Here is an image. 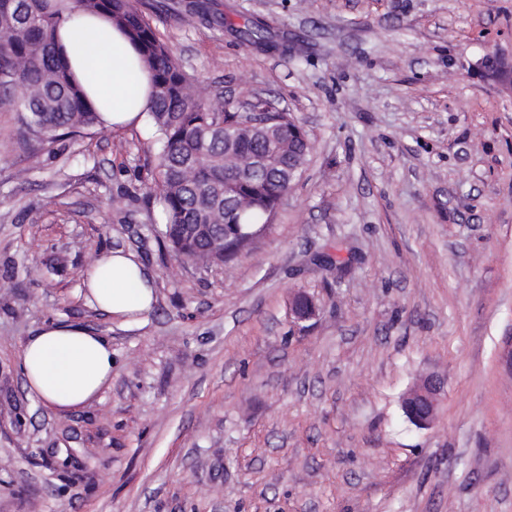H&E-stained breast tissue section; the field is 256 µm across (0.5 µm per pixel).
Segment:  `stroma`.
I'll list each match as a JSON object with an SVG mask.
<instances>
[{
  "label": "stroma",
  "instance_id": "35a3bbf8",
  "mask_svg": "<svg viewBox=\"0 0 512 512\" xmlns=\"http://www.w3.org/2000/svg\"><path fill=\"white\" fill-rule=\"evenodd\" d=\"M137 3L188 74L273 101L311 153L253 248L205 265L153 231L151 125L83 130L35 168L0 112V512H512V93L480 65L512 54V0ZM116 248L156 276L130 325L84 298ZM55 320L112 344L110 386L63 414L18 361ZM431 375L421 429L402 399ZM217 23L224 25V28L235 35V38L247 47L253 46L260 49L284 47L281 54L288 55V44H277L270 41L269 32L265 25L256 21H245L243 25L234 26L225 19H217Z\"/></svg>",
  "mask_w": 512,
  "mask_h": 512
}]
</instances>
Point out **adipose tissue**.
<instances>
[{
	"mask_svg": "<svg viewBox=\"0 0 512 512\" xmlns=\"http://www.w3.org/2000/svg\"><path fill=\"white\" fill-rule=\"evenodd\" d=\"M57 44L107 127L142 126L152 74L122 27L69 0ZM83 285L91 307L127 324L148 313L156 299L154 274L122 249L98 256ZM19 361L28 390L55 412L92 403L112 382L111 342L69 321L33 331L20 344Z\"/></svg>",
	"mask_w": 512,
	"mask_h": 512,
	"instance_id": "adipose-tissue-1",
	"label": "adipose tissue"
}]
</instances>
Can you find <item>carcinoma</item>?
<instances>
[{
  "label": "carcinoma",
  "instance_id": "1",
  "mask_svg": "<svg viewBox=\"0 0 512 512\" xmlns=\"http://www.w3.org/2000/svg\"><path fill=\"white\" fill-rule=\"evenodd\" d=\"M55 0H0V107L21 113L24 137L50 147L82 129L103 127L94 106L55 49L62 9ZM109 15L138 43L153 73L147 108L161 149L154 192L165 224L157 230L183 260L224 263L250 248L253 231L271 218L307 162L309 141L288 113L267 100L250 111L224 109L190 80L136 0H78ZM217 23L243 45L277 48L265 25ZM266 156L263 175L247 174Z\"/></svg>",
  "mask_w": 512,
  "mask_h": 512
}]
</instances>
